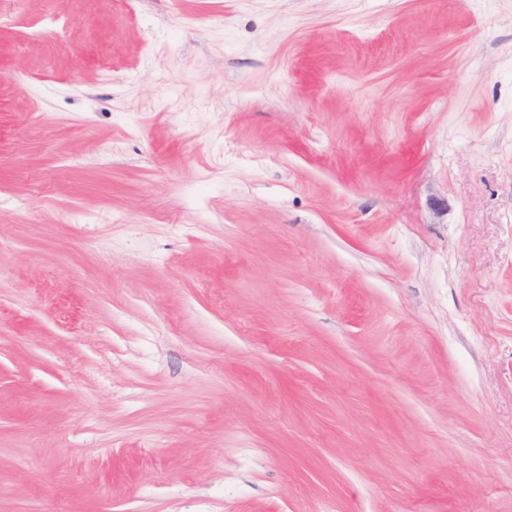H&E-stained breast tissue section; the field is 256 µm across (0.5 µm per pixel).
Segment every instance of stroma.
I'll use <instances>...</instances> for the list:
<instances>
[{
  "instance_id": "1",
  "label": "stroma",
  "mask_w": 512,
  "mask_h": 512,
  "mask_svg": "<svg viewBox=\"0 0 512 512\" xmlns=\"http://www.w3.org/2000/svg\"><path fill=\"white\" fill-rule=\"evenodd\" d=\"M0 512H512V0H7Z\"/></svg>"
}]
</instances>
